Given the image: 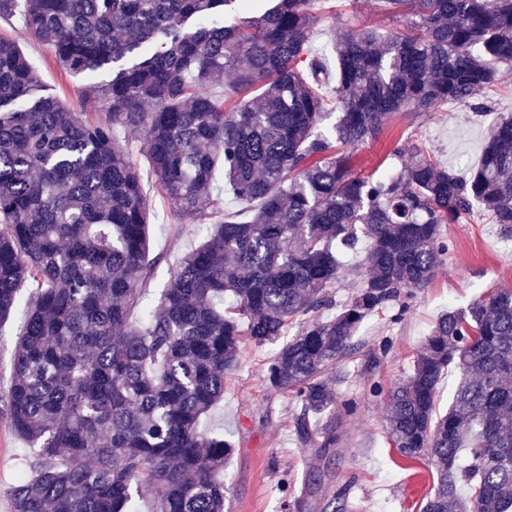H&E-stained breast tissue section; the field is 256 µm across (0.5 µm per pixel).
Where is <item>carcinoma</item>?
Listing matches in <instances>:
<instances>
[{
  "instance_id": "cac0c4a2",
  "label": "carcinoma",
  "mask_w": 512,
  "mask_h": 512,
  "mask_svg": "<svg viewBox=\"0 0 512 512\" xmlns=\"http://www.w3.org/2000/svg\"><path fill=\"white\" fill-rule=\"evenodd\" d=\"M231 2L0 0V17L21 10L67 71L133 59L85 96L101 109L89 118L43 93L0 37V322L23 284L37 288L0 396L35 456L9 490L12 512H134L146 493L153 512H225L234 444L200 422L245 343L297 327L263 381L291 394L300 443L333 447L338 411L356 403L332 382L361 321L401 318L448 253L444 225L478 209L512 237V116L490 126L474 169L408 144L381 178L355 175L320 131L336 117V139L356 150L394 112L468 104L498 84L512 71V0H385L408 32L336 33L334 75L309 44L317 0H249L258 14L242 25L221 22ZM225 71L232 92L258 93L226 107L212 85ZM116 127L140 139L176 223L206 225L227 195L252 205L206 225L156 304L144 285L162 257ZM361 243L370 275L339 305L332 288ZM385 420L393 447L437 474L422 512H512V290L438 318L385 395Z\"/></svg>"
}]
</instances>
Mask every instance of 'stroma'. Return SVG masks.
Returning a JSON list of instances; mask_svg holds the SVG:
<instances>
[{"label":"stroma","mask_w":512,"mask_h":512,"mask_svg":"<svg viewBox=\"0 0 512 512\" xmlns=\"http://www.w3.org/2000/svg\"><path fill=\"white\" fill-rule=\"evenodd\" d=\"M310 44L314 53L331 58L333 31L374 30L387 35L402 31L404 23L393 17L384 0H318ZM0 36L15 40L24 50L40 86L63 103L81 111L82 96L97 83L109 80V72L72 73L61 69L50 50L30 35L19 17L0 19ZM487 105L486 115L473 107ZM512 113V75L498 86L478 92L472 104H443L432 112H395L386 119L380 136L355 151L357 175L391 172L390 153L400 144H420L437 163L469 169L482 156L493 118ZM151 213L153 253L163 262L149 283L158 295L169 282V270L199 242L202 227L175 226L174 205L159 192L147 156L139 143H131ZM449 251L426 288L418 290L400 320L376 313L360 324L354 342L356 353L351 373L336 390L354 396V413L340 415L338 442L329 453L306 447L297 440L291 423L294 404L288 393L271 391L263 384L265 365L276 344L245 347L230 376L224 398L201 421L202 427L232 435L236 447L225 467L228 504L235 512H284L285 483L303 487L316 480L305 498L302 512H350L351 506L366 512H421L435 473L425 460L402 457L389 441L382 398L369 388L381 384L391 389L409 372L414 356L438 317L467 307L482 293L512 289V239L502 237L480 213L445 228ZM32 286L19 292V306L0 322V392L12 376L15 343L22 332L24 304ZM34 453L28 443L11 431L0 412V512H11L10 488L28 474Z\"/></svg>","instance_id":"obj_1"}]
</instances>
